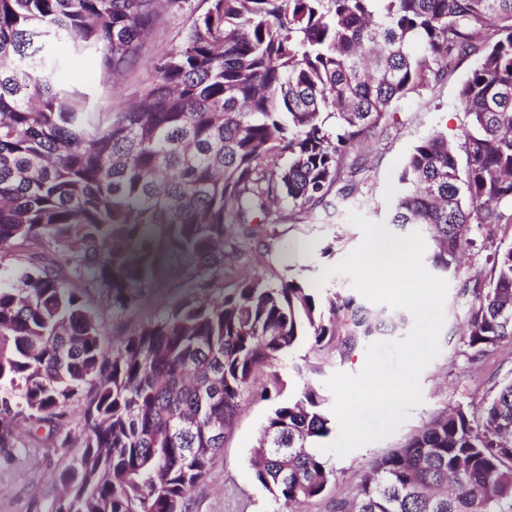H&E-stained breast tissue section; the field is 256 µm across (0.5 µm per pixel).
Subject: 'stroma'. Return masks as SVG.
<instances>
[{
    "label": "stroma",
    "instance_id": "1",
    "mask_svg": "<svg viewBox=\"0 0 512 512\" xmlns=\"http://www.w3.org/2000/svg\"><path fill=\"white\" fill-rule=\"evenodd\" d=\"M205 0H186L183 8L165 11L156 36L145 52L152 55L178 45L193 16L205 11ZM85 58L69 57L66 75L70 84L86 97L88 105L120 112L138 100L152 81L151 71L139 68L128 72L114 84L102 85L85 70ZM473 65L464 59L451 70L448 79L434 89L410 95L386 121L383 136L366 143V169L355 193L345 199L333 217L323 211L294 214L282 211L278 223L253 224L249 229L231 225L228 235L238 248L237 257L228 259L224 268L225 287H235L245 276L278 280L283 276L319 287L320 301L334 292L352 293L351 280L345 275L323 277L325 268L338 263L356 248L360 230L349 219L357 212L375 222H385L399 189L397 176L412 147L434 131H446L459 138L466 122L457 104V88ZM492 241L476 239L463 258L458 271L446 273L449 290L445 304V324L440 336L441 352L421 375L423 401L387 438L355 450L343 458H331L336 471L322 497L286 505L274 500L255 480L250 464L260 429L271 409L270 402L255 394H244L239 412L225 432L224 451L216 459L209 476L198 482L188 494L189 512H333L337 500L354 495L369 462L377 456L401 447L435 415L454 406L477 414L497 385L512 377V340L490 348L478 360L464 354L466 328L463 283L490 275L487 257ZM180 270L168 264L159 273L149 295L133 309L114 314L100 290L89 292V301L107 326L108 345L130 335L141 322L163 310L182 295ZM308 347L294 355V363L280 368L284 395H297L306 384L324 385L327 375L337 371L358 373L366 361L365 349H358L345 361H331L320 376L297 373L296 365L308 356ZM83 414L74 404L59 428L38 430L20 427L16 446L0 453V512H47L60 491L57 477L69 460L83 451ZM69 446H62V439Z\"/></svg>",
    "mask_w": 512,
    "mask_h": 512
}]
</instances>
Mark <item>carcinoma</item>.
Listing matches in <instances>:
<instances>
[{"label": "carcinoma", "instance_id": "1", "mask_svg": "<svg viewBox=\"0 0 512 512\" xmlns=\"http://www.w3.org/2000/svg\"><path fill=\"white\" fill-rule=\"evenodd\" d=\"M182 2L0 0V251L42 249L0 274V451L17 421L54 426L84 402L83 452L52 512H187L261 368L274 403L255 479L276 501L325 491L335 470L313 448L331 398L282 397L277 368L307 343L321 374L325 355L344 361L407 319L340 292L325 310L293 278L227 290L225 229L278 205L336 208L365 139L452 56L476 57L457 90L466 126L413 147L388 223L418 227L445 272L473 228L512 224V0H207L178 46L145 55ZM61 43L103 82L138 66L154 79L125 112L88 109L60 79ZM491 258L489 280L462 287L472 357L512 339V245ZM170 260L199 298L107 353L88 289L122 314ZM335 512H512V378L479 415L451 408L374 458Z\"/></svg>", "mask_w": 512, "mask_h": 512}]
</instances>
